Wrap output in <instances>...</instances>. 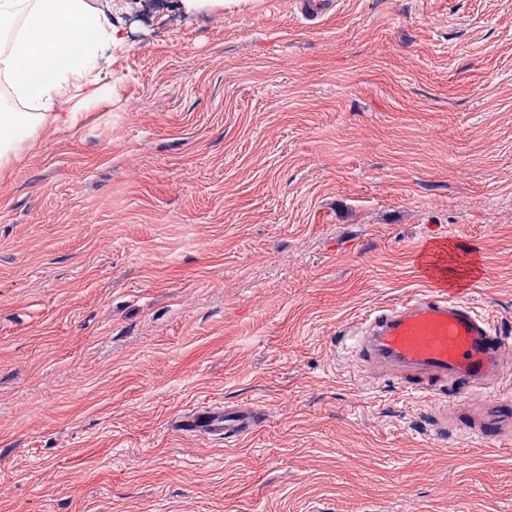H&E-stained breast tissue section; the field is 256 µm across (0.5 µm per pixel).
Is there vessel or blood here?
<instances>
[{"label":"vessel or blood","instance_id":"b4317fda","mask_svg":"<svg viewBox=\"0 0 512 512\" xmlns=\"http://www.w3.org/2000/svg\"><path fill=\"white\" fill-rule=\"evenodd\" d=\"M338 0H293L296 17L320 25ZM446 239L424 242L417 264L428 279L446 271ZM352 353L372 377L396 380L431 402L434 433L481 447L512 446V349L490 321L459 292L435 286L426 293L378 309L351 327ZM459 403L444 408L440 383ZM256 406L212 405L181 422L184 431L227 442L251 434L262 422Z\"/></svg>","mask_w":512,"mask_h":512}]
</instances>
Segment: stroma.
<instances>
[{
	"mask_svg": "<svg viewBox=\"0 0 512 512\" xmlns=\"http://www.w3.org/2000/svg\"><path fill=\"white\" fill-rule=\"evenodd\" d=\"M179 2L0 172V512H512V450L441 446L345 339L439 232L512 342V0ZM215 403L266 421L177 429ZM338 0H294V14L305 25L319 26L336 13ZM257 406L227 408L211 405L180 421L182 430L216 440L231 442L251 434L263 420Z\"/></svg>",
	"mask_w": 512,
	"mask_h": 512,
	"instance_id": "stroma-1",
	"label": "stroma"
}]
</instances>
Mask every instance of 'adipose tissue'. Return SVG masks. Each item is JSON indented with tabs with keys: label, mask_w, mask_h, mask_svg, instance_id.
<instances>
[{
	"label": "adipose tissue",
	"mask_w": 512,
	"mask_h": 512,
	"mask_svg": "<svg viewBox=\"0 0 512 512\" xmlns=\"http://www.w3.org/2000/svg\"><path fill=\"white\" fill-rule=\"evenodd\" d=\"M114 10V0H0V169L59 117L78 122L72 89L111 95L99 77L126 44Z\"/></svg>",
	"instance_id": "ef3b65f1"
}]
</instances>
